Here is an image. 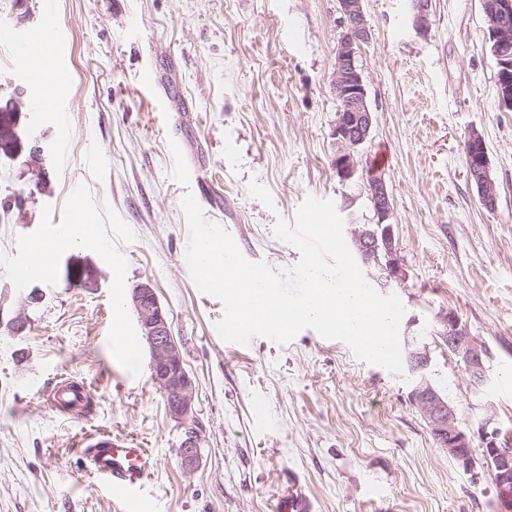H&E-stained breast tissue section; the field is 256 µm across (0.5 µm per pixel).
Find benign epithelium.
I'll return each instance as SVG.
<instances>
[{"label": "benign epithelium", "mask_w": 512, "mask_h": 512, "mask_svg": "<svg viewBox=\"0 0 512 512\" xmlns=\"http://www.w3.org/2000/svg\"><path fill=\"white\" fill-rule=\"evenodd\" d=\"M339 27L341 34L335 47L332 88L340 102L332 138L336 151L333 169L342 182H359L369 194L376 216L374 224H356L352 235L355 247L364 265L380 272L385 286L405 281L407 274L397 255V243L390 217L393 205L386 186L376 170L360 166L357 156L367 141L372 114L366 102V88L357 55L363 44L372 38L363 0H339ZM430 0H414L413 23L420 32L428 30ZM490 21V52L498 66V99L502 107L512 109V0H486ZM22 121L20 110L0 112V153L11 157L21 155L26 143L18 129ZM467 169L476 184L482 205L494 209L497 187L490 175L489 159L484 140L476 133L468 137ZM66 275L77 280L81 288L93 292L99 287L97 268L86 260L67 262ZM132 306L138 318L142 336L147 340L151 354V378L164 399L171 419L182 425L184 438L178 448L183 468L196 470L201 463V435L195 424L196 386L186 370L180 350L172 335L167 316L148 281L133 289ZM460 321L451 309L440 311L430 330L435 343H441L462 364L470 381L479 386L485 378L484 347L471 339L458 340ZM406 366L413 377L409 401L423 415L437 447L465 470L473 466L472 438L460 424L455 410L428 377L431 362L430 344L414 340L407 343ZM485 459L493 462L491 470L498 496L507 509L512 508V449L497 444L496 432L483 436Z\"/></svg>", "instance_id": "1"}]
</instances>
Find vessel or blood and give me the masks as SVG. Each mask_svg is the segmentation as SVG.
<instances>
[{
    "label": "vessel or blood",
    "mask_w": 512,
    "mask_h": 512,
    "mask_svg": "<svg viewBox=\"0 0 512 512\" xmlns=\"http://www.w3.org/2000/svg\"><path fill=\"white\" fill-rule=\"evenodd\" d=\"M41 26L46 35L43 46L51 57L62 56L65 51L51 0L41 5ZM0 41L6 43L14 64L22 70H30L36 60L30 43L8 27L0 28ZM122 362L128 372H138L142 367L141 341L128 337L122 347ZM87 399L83 386L77 383L60 382L50 397L52 405L74 411L82 407ZM90 470L97 480L106 484L129 505V512H154L153 505L138 495L144 478L154 469L156 460L144 448H134L122 439H99L88 444L84 450ZM284 512H313L315 505L305 494L300 482L291 481L280 492Z\"/></svg>",
    "instance_id": "1"
}]
</instances>
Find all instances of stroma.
Returning a JSON list of instances; mask_svg holds the SVG:
<instances>
[{"label":"stroma","mask_w":512,"mask_h":512,"mask_svg":"<svg viewBox=\"0 0 512 512\" xmlns=\"http://www.w3.org/2000/svg\"><path fill=\"white\" fill-rule=\"evenodd\" d=\"M41 0H0V25L26 34L37 67L0 65V103L44 95L34 133L46 185L0 156V512H124L78 455L98 434L156 459L142 493L156 512H278L298 476L316 512H505L490 470L465 472L436 447L408 400L411 378L357 359L312 330L286 345L221 340L222 303L194 285L183 252L182 200L213 187L205 217L242 254L275 269L299 251L275 236L309 196L345 224L374 221L362 186L336 177L331 136L339 0H54L66 53L43 52ZM372 38L358 57L372 113L361 163L378 169L393 204L406 280L401 340L453 309L487 352L473 388L446 347H432V382L481 452L486 426L512 442V111L481 0H431L427 33L411 0H363ZM154 72L169 101L145 87ZM68 128L55 160V103ZM482 136L498 189L488 210L465 166ZM91 221L80 241L57 228ZM45 236L46 278L23 280L22 242ZM72 258L98 267L94 292L71 286ZM153 285L195 380L202 463L185 472L183 429L166 413L150 368L128 373L120 351L139 335L131 292ZM27 328L16 335V320ZM92 396L80 416L52 410L62 380Z\"/></svg>","instance_id":"1"}]
</instances>
